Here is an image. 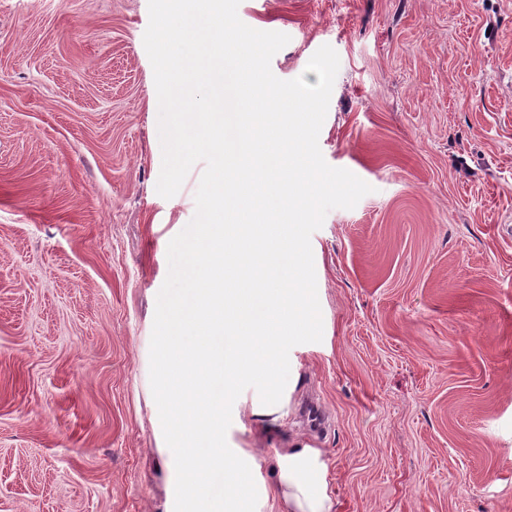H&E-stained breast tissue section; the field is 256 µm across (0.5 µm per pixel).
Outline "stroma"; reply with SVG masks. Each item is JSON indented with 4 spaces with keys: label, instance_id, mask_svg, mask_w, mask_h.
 <instances>
[{
    "label": "stroma",
    "instance_id": "1",
    "mask_svg": "<svg viewBox=\"0 0 512 512\" xmlns=\"http://www.w3.org/2000/svg\"><path fill=\"white\" fill-rule=\"evenodd\" d=\"M274 75L340 60L319 146L372 186L311 236L323 339L261 430L321 449L333 512H512V0H241ZM148 0H0V512H167L149 383L170 240Z\"/></svg>",
    "mask_w": 512,
    "mask_h": 512
}]
</instances>
